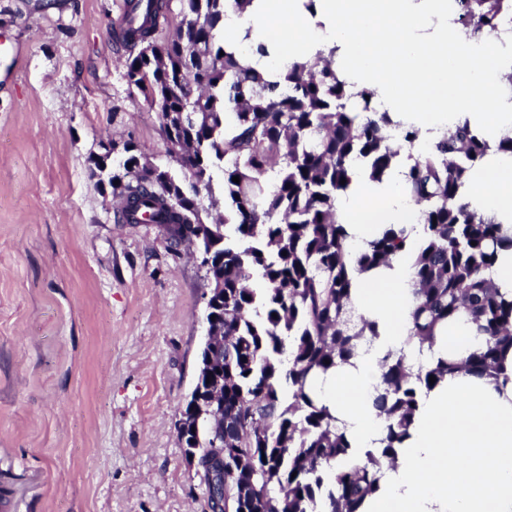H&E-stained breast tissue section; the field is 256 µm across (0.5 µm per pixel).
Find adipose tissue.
I'll return each mask as SVG.
<instances>
[{
  "label": "adipose tissue",
  "instance_id": "adipose-tissue-1",
  "mask_svg": "<svg viewBox=\"0 0 512 512\" xmlns=\"http://www.w3.org/2000/svg\"><path fill=\"white\" fill-rule=\"evenodd\" d=\"M251 0L244 12L224 17V42L232 47L265 44L268 55L245 61L269 81L296 59L315 61L334 53L356 89L374 92L381 110L412 123L416 151L468 124L488 150L466 184L465 201L485 216L512 224V155L498 148L512 136V95L503 86L512 74V33L474 38L453 18L455 0ZM406 165L383 182L371 181L358 163L336 202L359 249L384 224H401L406 243L390 265L361 276L354 301L377 322L380 336L354 365L328 376L318 395L347 420L348 435L373 447L381 421L373 407L382 351L404 347L410 333L416 244L422 237L416 206L404 191ZM476 326L467 315L439 324L432 351L422 362L446 356L464 362L477 348ZM503 367L506 384L462 370L422 392L410 436L393 467L385 468L377 494L364 512H512V352Z\"/></svg>",
  "mask_w": 512,
  "mask_h": 512
}]
</instances>
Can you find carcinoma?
Instances as JSON below:
<instances>
[{"mask_svg": "<svg viewBox=\"0 0 512 512\" xmlns=\"http://www.w3.org/2000/svg\"><path fill=\"white\" fill-rule=\"evenodd\" d=\"M226 0H127L121 41L125 78L160 112L173 172L131 142L109 173L116 224H157L174 250L193 239L211 254V316L224 337V447L216 420L198 423L199 463L224 480V512H363L379 473L395 460L429 377L458 365L446 357L413 369L403 353L378 360L374 407L385 421L376 448L358 451L312 382L354 365L379 337L354 315L356 276L387 265L406 240L393 224L352 254L336 199L362 163L380 181L396 163L392 131L410 146L418 130L377 110L320 57L294 61L270 82L224 48ZM457 22L474 35L498 31L512 0H458ZM179 17L173 38L160 21ZM488 149L468 125L413 160L407 192L424 236L414 262L412 336L467 312L482 338L466 363L499 379L498 357L512 348V291L489 276L512 228L469 209L461 189ZM222 183L214 185L213 170ZM239 177V182L232 181ZM287 255H282V252Z\"/></svg>", "mask_w": 512, "mask_h": 512, "instance_id": "obj_1", "label": "carcinoma"}]
</instances>
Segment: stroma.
Wrapping results in <instances>:
<instances>
[{"instance_id": "obj_1", "label": "stroma", "mask_w": 512, "mask_h": 512, "mask_svg": "<svg viewBox=\"0 0 512 512\" xmlns=\"http://www.w3.org/2000/svg\"><path fill=\"white\" fill-rule=\"evenodd\" d=\"M121 0H0V502L209 512L177 421L206 334L198 263L117 224L91 156L169 164L124 77Z\"/></svg>"}]
</instances>
